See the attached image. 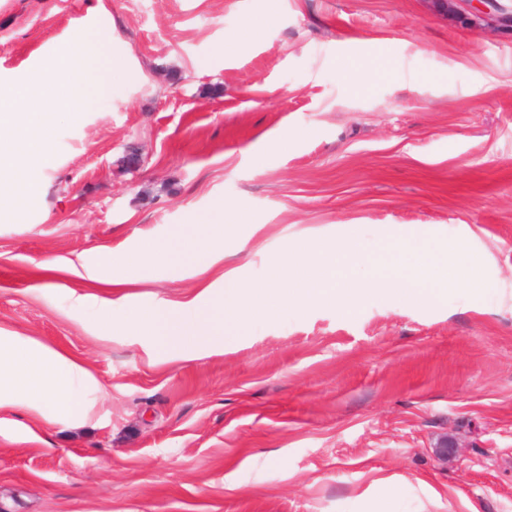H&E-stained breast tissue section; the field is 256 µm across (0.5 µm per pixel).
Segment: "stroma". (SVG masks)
Here are the masks:
<instances>
[{
  "label": "stroma",
  "mask_w": 512,
  "mask_h": 512,
  "mask_svg": "<svg viewBox=\"0 0 512 512\" xmlns=\"http://www.w3.org/2000/svg\"><path fill=\"white\" fill-rule=\"evenodd\" d=\"M77 28L108 37L103 91L58 126L23 218L0 217V324L109 394L84 426L0 433V512H512V35L426 0H0V87ZM223 204L246 217L225 262L252 281L357 224L402 266L395 240L464 244L477 282L318 304L151 367V338L97 337L35 286ZM133 279L143 305L198 282Z\"/></svg>",
  "instance_id": "stroma-1"
}]
</instances>
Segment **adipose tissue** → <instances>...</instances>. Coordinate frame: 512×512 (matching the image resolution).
<instances>
[{"mask_svg":"<svg viewBox=\"0 0 512 512\" xmlns=\"http://www.w3.org/2000/svg\"><path fill=\"white\" fill-rule=\"evenodd\" d=\"M100 44L96 36L76 31L69 45L49 58L22 84L0 91V212L20 215L23 202L39 193L41 183L27 169L49 154L59 121L79 120L99 95L93 71ZM242 212L222 206L217 220L183 224L167 239H145L124 254L130 269L157 262L188 264L200 280L192 297L156 306L127 305L120 322L126 335L152 336L162 349L184 362L223 352L233 336L256 322L282 312L331 303L350 311L364 300L384 295L417 305L432 302L424 282H449L465 275L455 257L435 258L422 252L410 270L365 268L358 225L334 243L309 237L272 260L261 281L246 280L224 263V245L237 240ZM81 276L84 289L62 288L68 276ZM39 287L62 288L72 316H87V329L112 331V292L129 285L112 273V256L45 267ZM105 384L83 360L0 324V426L25 419L28 433L58 420L80 426L98 401Z\"/></svg>","mask_w":512,"mask_h":512,"instance_id":"obj_1","label":"adipose tissue"}]
</instances>
